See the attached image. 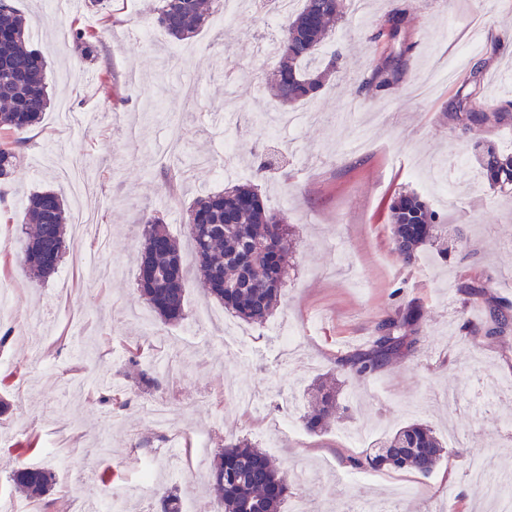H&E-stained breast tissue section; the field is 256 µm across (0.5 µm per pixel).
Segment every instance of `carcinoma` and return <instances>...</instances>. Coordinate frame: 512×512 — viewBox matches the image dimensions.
Segmentation results:
<instances>
[{
	"instance_id": "cac0c4a2",
	"label": "carcinoma",
	"mask_w": 512,
	"mask_h": 512,
	"mask_svg": "<svg viewBox=\"0 0 512 512\" xmlns=\"http://www.w3.org/2000/svg\"><path fill=\"white\" fill-rule=\"evenodd\" d=\"M155 21L174 42L193 38L208 22V0H159ZM346 0H303L302 8L283 18L279 32L278 63L269 78L272 95L283 105L313 99L336 64L334 53L326 66L314 64L318 48L344 14ZM405 12L390 11L379 24L373 39L394 40ZM65 41L87 57L97 54L100 35L73 27ZM396 80V69L377 68L365 82L376 92L389 90ZM467 94L455 102L454 129L463 137L490 118L505 114L478 112ZM49 96L41 54L32 47L26 20L6 0H0V131L11 136L0 142V179L8 178L20 162L21 134L40 123ZM480 173L489 186L512 190V153L492 143L472 146ZM392 249L401 262H417L424 248L437 236L448 233L451 242L463 243L461 228L442 223L440 216L414 192L397 194L388 206ZM22 223L30 225L24 241L23 266L34 279H45L59 267L65 249L66 209L58 193L46 189L31 194L23 208ZM142 224L140 267L151 266L164 277L153 288L140 289L141 298L166 323L181 321L186 315L187 274L175 238L153 215ZM188 234L196 273L210 296L224 305L232 316L261 324L276 307L288 278L285 257L294 247V238L284 218L267 210L250 184H234L222 191L200 196L190 209ZM239 278L241 287L224 293V277ZM396 300L377 323L374 336L364 347L336 360V373H347L370 380L384 367L413 356L420 344L424 319L422 304L411 299ZM512 326V305L496 303L486 310L480 323L465 320L462 331L494 338ZM310 410L304 425L321 432L336 421V387L315 383L308 392ZM444 453L443 442L425 423H410L387 437L374 454L350 459L357 470L390 467L433 472ZM213 491L224 512H280L291 494V477L246 438L231 440L218 450L210 465ZM15 493L28 501L43 502L51 495L54 471L23 464L12 471Z\"/></svg>"
}]
</instances>
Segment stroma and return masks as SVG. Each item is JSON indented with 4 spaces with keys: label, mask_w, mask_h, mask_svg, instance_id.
I'll return each instance as SVG.
<instances>
[{
    "label": "stroma",
    "mask_w": 512,
    "mask_h": 512,
    "mask_svg": "<svg viewBox=\"0 0 512 512\" xmlns=\"http://www.w3.org/2000/svg\"><path fill=\"white\" fill-rule=\"evenodd\" d=\"M34 45L47 63L50 104L27 143L12 179L0 180V284L12 288L0 312V490L18 463L52 469L57 484L44 512H79L122 492L155 465L161 485L192 498L195 512H222L207 488L193 490L167 460L166 431L149 422V407L167 398L179 447H190L196 470H207L225 441L248 438L290 472L292 494L308 512H352L354 502L394 500L393 481L415 490L395 500L398 512H498L495 502L458 493L467 483L470 453L490 449L494 468L512 474V395L490 410L474 402L483 381H512V330L487 339L461 337L463 320H478L488 305L512 303V192L472 185L471 146L488 140L512 152V119L493 121L459 137L450 112L457 95L476 109L501 111L512 101V0H371L367 20L345 12L327 51L340 59L317 97L296 104L316 112L297 131L267 138L260 113L283 107L265 89L274 59L257 48L265 19L243 12L225 19L216 9L196 37L175 45L152 25L151 0L130 12L128 0H110L113 26L97 56L86 60L61 34L73 20L97 27L95 11L71 0H15ZM405 12L410 49L388 91L365 86L393 47L371 35L392 9ZM484 61L480 84L471 68ZM237 118L228 127L222 115ZM234 136V165L271 210L294 230L293 266L269 324L239 323L250 339L241 353L214 341L224 332L223 306L190 279L186 317L163 323L140 298L136 276L141 218L156 214L193 269L187 236L196 197L223 190L224 139ZM182 158L186 172L175 193L163 170ZM273 158L263 176L260 159ZM62 195L67 213L84 210L109 228L107 249L93 234L69 228L59 273L35 281L20 266L17 201L35 190ZM401 191L423 195L443 223L462 228L465 248L440 256L426 247L415 266L403 265L389 244L386 206ZM96 254L107 277L82 271ZM484 284L485 294L462 305L458 283ZM423 302L420 349L364 381L343 377L340 403L347 418L314 434L299 412L308 387L333 373L337 357L362 345L386 313L390 293ZM289 322L299 336L287 348L269 333ZM157 372L159 387L140 389L136 374ZM126 405L100 404L102 379ZM252 390L270 409L291 402L294 433L270 428L231 397ZM425 422L446 447L435 470L382 469L369 478L342 464L362 455L398 427ZM209 435L206 448L195 445Z\"/></svg>",
    "instance_id": "35a3bbf8"
}]
</instances>
